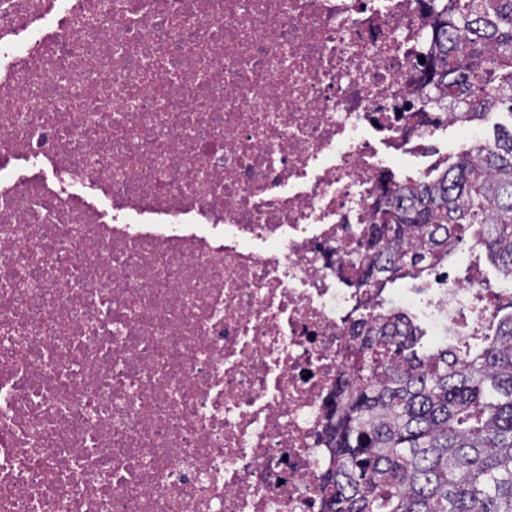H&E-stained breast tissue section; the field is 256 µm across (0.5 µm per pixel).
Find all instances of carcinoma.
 Returning <instances> with one entry per match:
<instances>
[{
	"label": "carcinoma",
	"mask_w": 512,
	"mask_h": 512,
	"mask_svg": "<svg viewBox=\"0 0 512 512\" xmlns=\"http://www.w3.org/2000/svg\"><path fill=\"white\" fill-rule=\"evenodd\" d=\"M431 51L421 112L512 116V0H422ZM359 284L381 296L471 242L512 276V130L380 187ZM476 335L433 348L408 311L379 301L350 326L328 415L321 512H512V293L490 288Z\"/></svg>",
	"instance_id": "1"
}]
</instances>
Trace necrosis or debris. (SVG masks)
I'll return each mask as SVG.
<instances>
[{"label": "necrosis or debris", "mask_w": 512, "mask_h": 512, "mask_svg": "<svg viewBox=\"0 0 512 512\" xmlns=\"http://www.w3.org/2000/svg\"><path fill=\"white\" fill-rule=\"evenodd\" d=\"M430 48L421 0H0V512H320L353 242L482 136L405 111Z\"/></svg>", "instance_id": "4bbe7bcc"}]
</instances>
